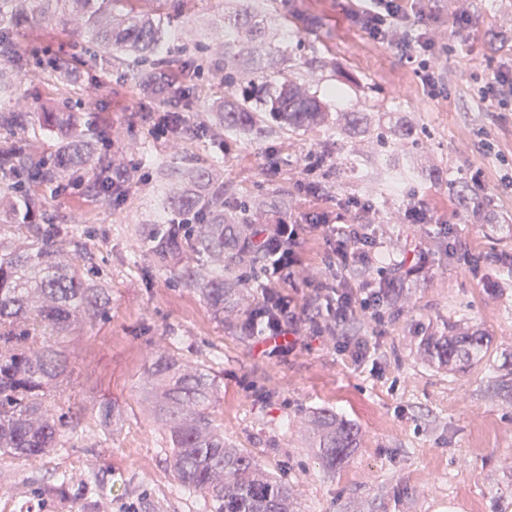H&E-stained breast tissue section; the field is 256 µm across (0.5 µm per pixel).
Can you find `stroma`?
<instances>
[{
	"instance_id": "obj_1",
	"label": "stroma",
	"mask_w": 512,
	"mask_h": 512,
	"mask_svg": "<svg viewBox=\"0 0 512 512\" xmlns=\"http://www.w3.org/2000/svg\"><path fill=\"white\" fill-rule=\"evenodd\" d=\"M246 3L187 0L171 19L172 44L200 46L186 77L197 96L188 117H221L224 86L204 62L223 54L239 75L305 84L335 113L333 123L228 131L218 141L161 139L150 119L155 98L136 73L101 65L89 51L91 33L46 23L18 35L29 58L74 56L80 82L47 83L29 66L15 74L17 99L31 112L78 102L106 136L102 153L132 180L124 196L106 197L90 166L44 191L54 223L77 219L89 231L94 279L112 302L107 318L75 325L65 339L72 370L47 397L80 415L64 447L34 460L0 454V512H210V500L172 492L171 450L143 400L144 369L161 348L217 377L225 444L285 477L300 512H512V395L501 386L512 378V111L475 94L480 80L512 64V0H423L435 15L427 32L444 79L437 96L414 64L350 20L353 0H260L268 18L255 40L224 23ZM460 11L469 18L461 38L453 24ZM351 112L363 113L359 127ZM484 133L494 152L483 150ZM311 153L324 162L308 174ZM161 163L168 179L159 190ZM201 173L223 185L225 214L244 205L263 224H302L314 210L333 224L347 197L371 201L369 229L383 265L329 266L330 247L317 236L302 246L290 294L305 321H319L326 311L311 300L310 283L331 281L360 302L389 282L382 321L361 312L341 335L308 331L288 353L270 355L236 335L235 316L216 314L169 275L135 266L141 226L175 221L168 199ZM307 177L325 188L319 205L298 193ZM413 203L426 208L427 223H403ZM408 255L417 265L406 275L398 266ZM452 326L487 336L481 362L451 368L422 356V340ZM359 338L368 351L356 360L344 343ZM105 401L119 411L107 436L95 409ZM324 408L359 429L357 448L333 470L306 430ZM61 472L75 485L91 472L97 482L90 493L63 497L53 490Z\"/></svg>"
}]
</instances>
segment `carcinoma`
<instances>
[{"label": "carcinoma", "instance_id": "obj_1", "mask_svg": "<svg viewBox=\"0 0 512 512\" xmlns=\"http://www.w3.org/2000/svg\"><path fill=\"white\" fill-rule=\"evenodd\" d=\"M128 7L116 12L114 5ZM142 0H0V58L23 69L28 59L14 41L15 31L55 22L65 28L77 23L93 33L109 64L121 66L128 57L141 61L158 57L151 88L159 107L169 100L174 72L171 52L163 51L170 33L167 20L179 14L185 0H161L165 14L138 6ZM235 29L261 33L263 20L245 8L228 18ZM213 78L223 82V121L205 123L202 132L214 139L224 129L261 130L265 125L305 129L329 122L330 115L313 94L288 78L264 89L255 80L235 75L227 58L208 62ZM74 71L72 61L54 57L41 71L44 79L61 80ZM60 142L48 159L29 140L31 119ZM0 130L11 142L0 145V224L26 228L24 241L0 238V453L36 459L61 446L64 429L74 414L47 404L48 389L70 365L63 337L75 320L104 319L110 305L107 289L87 275L92 248L79 225L51 223L41 188L66 174H77L96 162L97 184L110 196L121 171L112 159L96 157L99 132L89 128L68 105H44L40 112L16 107L0 110ZM199 188L173 198L169 205L181 216L170 224H146L140 233V255L185 286L197 289L216 311L237 305L236 296L249 287L248 272L262 264L268 250L258 237L263 226L243 235L236 224L224 223V187L208 186L198 175ZM237 271L235 288L226 286L224 273ZM50 326L59 337L43 336ZM487 337L477 331L429 336L424 353L441 365L475 364L482 359ZM146 400L172 448V472L180 487L208 497L212 512H294L288 483L266 471L244 449L224 446V432L215 423L219 385L214 376L192 368L162 351L146 366ZM114 408L97 407L104 434H110ZM320 433L319 453L330 467L356 447L354 424L323 410L312 419Z\"/></svg>", "mask_w": 512, "mask_h": 512}]
</instances>
